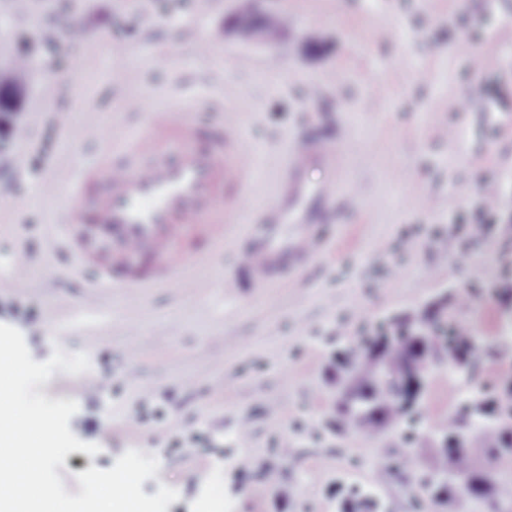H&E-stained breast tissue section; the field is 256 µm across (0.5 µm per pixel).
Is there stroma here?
Listing matches in <instances>:
<instances>
[{
	"mask_svg": "<svg viewBox=\"0 0 512 512\" xmlns=\"http://www.w3.org/2000/svg\"><path fill=\"white\" fill-rule=\"evenodd\" d=\"M263 11L288 19L277 44L238 39L235 0H31L23 12L0 0V56L30 51L40 74L26 82L0 150V174L17 149L34 160L0 189V277L17 250L34 254L23 292L0 294V324L22 333L34 361L82 353L103 381L94 401L59 386V369L38 387L76 400L69 428L100 448L66 455L57 473L69 494L80 491L78 473L136 449L159 463L143 492L164 484L179 494L166 512H195L217 471L230 512H339L350 490L382 512H436L422 463L434 426L462 401L452 371L433 368L414 436L405 425L373 435L328 426L325 371L344 337L461 289L468 301L455 317L476 321L481 347L475 385L494 386L512 365L496 351L497 291L512 283V0H265ZM72 17L83 37L70 51L82 64L66 72L40 31ZM199 30L212 42L202 60L190 53ZM118 38L127 52L114 60L107 46ZM312 85L321 89L313 101ZM123 94L150 108L195 101L191 118L203 128L236 109L256 164L240 199L246 222L269 204L300 138L346 132L341 206L305 287L225 293L231 232L195 265L200 287L178 293L119 291L85 308L73 280L46 273L43 228L71 199L45 182L97 153L87 126L142 128V113L116 105ZM491 177L500 203L468 235L458 218L482 217ZM452 236L460 251H449Z\"/></svg>",
	"mask_w": 512,
	"mask_h": 512,
	"instance_id": "obj_1",
	"label": "stroma"
}]
</instances>
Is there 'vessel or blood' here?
<instances>
[{
    "mask_svg": "<svg viewBox=\"0 0 512 512\" xmlns=\"http://www.w3.org/2000/svg\"><path fill=\"white\" fill-rule=\"evenodd\" d=\"M136 109L146 116L139 133L91 128L101 154L52 176L72 203L48 225L47 236L69 254V276L81 277L88 263L97 264L84 298L88 306L115 291L194 286L192 269L202 252L191 241L223 246L237 203L227 189H244L254 172L232 121L216 118L206 136L187 117L193 104L158 109L140 103ZM314 165L329 173L317 186L304 178ZM340 170L335 142L311 137L295 148L272 202L237 241L236 273L225 279L226 292H238L245 283L304 286L303 270L324 245L322 228L331 219ZM63 384L91 396L102 381L85 373Z\"/></svg>",
    "mask_w": 512,
    "mask_h": 512,
    "instance_id": "vessel-or-blood-1",
    "label": "vessel or blood"
}]
</instances>
